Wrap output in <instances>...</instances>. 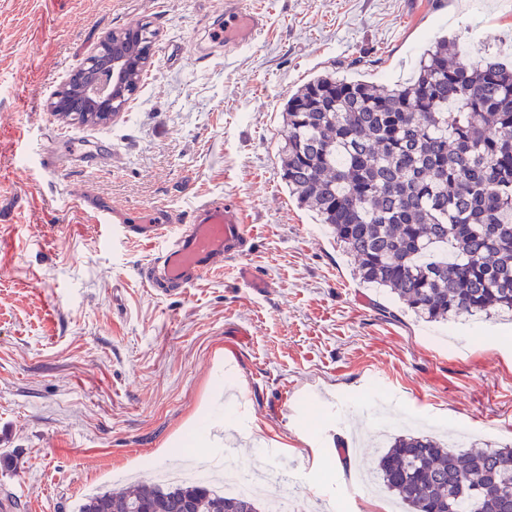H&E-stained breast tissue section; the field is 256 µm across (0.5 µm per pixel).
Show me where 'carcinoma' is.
Listing matches in <instances>:
<instances>
[{"instance_id": "cac0c4a2", "label": "carcinoma", "mask_w": 512, "mask_h": 512, "mask_svg": "<svg viewBox=\"0 0 512 512\" xmlns=\"http://www.w3.org/2000/svg\"><path fill=\"white\" fill-rule=\"evenodd\" d=\"M282 179L360 281L429 322L512 311V70L442 36L385 90L322 72L288 95ZM373 473L408 512H512V448L458 453L407 434ZM260 512L188 483L85 499L79 512Z\"/></svg>"}]
</instances>
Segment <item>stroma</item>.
<instances>
[{
    "label": "stroma",
    "mask_w": 512,
    "mask_h": 512,
    "mask_svg": "<svg viewBox=\"0 0 512 512\" xmlns=\"http://www.w3.org/2000/svg\"><path fill=\"white\" fill-rule=\"evenodd\" d=\"M224 2L0 0V451L15 461L0 499L15 512H75L87 489L177 462L195 415L220 427L191 449L197 465L259 455L279 474L265 499L287 475L326 512H370L354 462L379 436L512 446V317L425 323L360 284L278 158L284 103L318 73L389 88L443 33L511 63L512 0H247L266 27L227 55L208 36ZM134 22L156 37L125 110L101 126L51 115L63 78ZM61 130L110 142L109 165L44 170ZM87 195L130 211L234 200L252 248L161 298L137 274L151 247L112 243L80 210ZM228 368L237 382L219 381Z\"/></svg>",
    "instance_id": "obj_1"
}]
</instances>
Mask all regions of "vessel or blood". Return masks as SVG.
<instances>
[{
	"instance_id": "1",
	"label": "vessel or blood",
	"mask_w": 512,
	"mask_h": 512,
	"mask_svg": "<svg viewBox=\"0 0 512 512\" xmlns=\"http://www.w3.org/2000/svg\"><path fill=\"white\" fill-rule=\"evenodd\" d=\"M265 28L264 15L246 7L243 0H231L224 11L223 26L209 33L210 41L225 51L252 44ZM81 141L58 137L45 153V168L66 170L69 156L83 154L85 169L98 161L84 155ZM83 210L93 212L99 224L107 227L113 241H140L153 246L148 263L139 274L148 288L166 296H180L206 275L223 271L227 261L246 254L252 235L240 205L220 198H208L188 213L167 205L152 206L148 212L130 217L95 205L87 199Z\"/></svg>"
}]
</instances>
